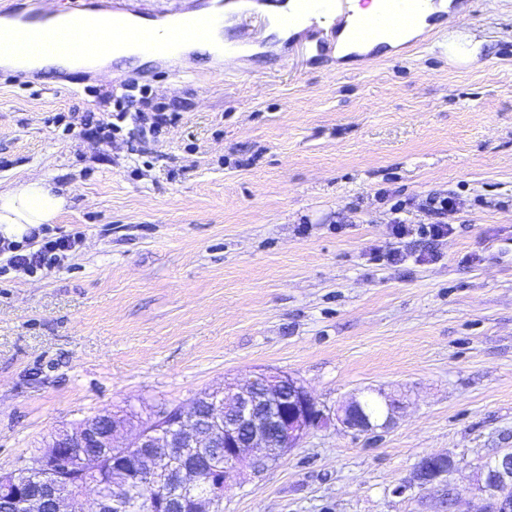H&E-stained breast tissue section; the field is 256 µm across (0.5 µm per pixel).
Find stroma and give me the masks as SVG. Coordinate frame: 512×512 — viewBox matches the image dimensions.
Wrapping results in <instances>:
<instances>
[{"mask_svg": "<svg viewBox=\"0 0 512 512\" xmlns=\"http://www.w3.org/2000/svg\"><path fill=\"white\" fill-rule=\"evenodd\" d=\"M409 53L336 56L313 26L283 53L203 83L115 64L80 84L0 78V187L71 195L49 227L81 243L53 269L0 275V473L59 428L164 407L284 371L324 410L371 389L400 403L378 436L314 429L223 512H471L486 462L512 450V0H462ZM468 34L471 62L448 56ZM138 82L172 114L107 139ZM430 195L455 232L416 261ZM375 248L411 258L393 267ZM432 454L447 488L394 495Z\"/></svg>", "mask_w": 512, "mask_h": 512, "instance_id": "obj_1", "label": "stroma"}]
</instances>
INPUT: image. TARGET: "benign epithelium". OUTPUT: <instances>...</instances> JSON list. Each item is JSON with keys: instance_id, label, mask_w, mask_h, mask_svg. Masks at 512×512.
I'll list each match as a JSON object with an SVG mask.
<instances>
[{"instance_id": "7a95c632", "label": "benign epithelium", "mask_w": 512, "mask_h": 512, "mask_svg": "<svg viewBox=\"0 0 512 512\" xmlns=\"http://www.w3.org/2000/svg\"><path fill=\"white\" fill-rule=\"evenodd\" d=\"M384 401L386 415L381 422L365 414L362 397L357 395L330 415L319 408L298 379L283 371L264 372L244 387L227 384L196 397L189 412L177 409L173 426H156L166 413L155 416L130 440L125 438V419L110 413L104 414L108 423L105 432L100 431L94 417L74 430H60L28 463L30 467L54 466L49 487L40 496L22 494L20 481L26 470H17L11 473L7 496L21 512H43L46 500L52 502V512H64L65 500L80 496L97 471V461L84 453L93 444L114 448L126 458L134 457L140 473L157 490L163 486L160 465L166 462L171 464L167 474L174 482L191 489L202 480L190 461V450L222 448L223 476L210 478L209 491L192 498L194 512H214V505L223 500L233 482L263 472L298 447L314 428L337 422L350 430L372 433L389 427L397 402L388 396ZM455 466V460L448 455L428 456L394 493L402 495L415 486L441 484ZM482 491L487 493L484 503L491 505L490 512H512V451L497 456L486 466ZM122 500L123 487L117 485L112 497L97 496L96 512H123Z\"/></svg>"}]
</instances>
